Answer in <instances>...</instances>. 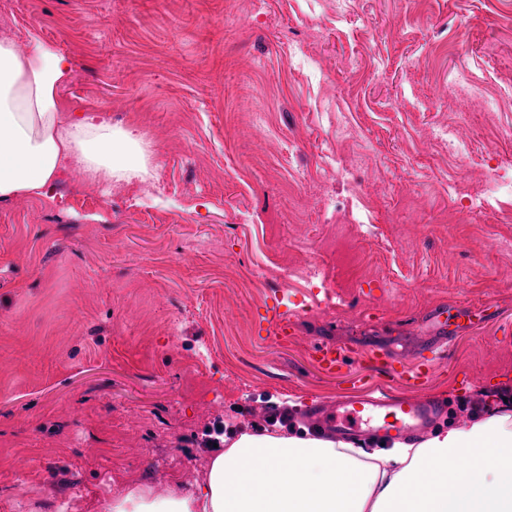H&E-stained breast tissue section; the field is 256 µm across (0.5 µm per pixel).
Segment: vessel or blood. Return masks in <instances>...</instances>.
<instances>
[{"instance_id":"vessel-or-blood-1","label":"vessel or blood","mask_w":512,"mask_h":512,"mask_svg":"<svg viewBox=\"0 0 512 512\" xmlns=\"http://www.w3.org/2000/svg\"><path fill=\"white\" fill-rule=\"evenodd\" d=\"M448 412L433 399L361 394L337 401L335 410L314 407L310 419L323 434L344 439L362 435L411 439L432 427Z\"/></svg>"}]
</instances>
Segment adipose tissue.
I'll return each mask as SVG.
<instances>
[{
  "label": "adipose tissue",
  "mask_w": 512,
  "mask_h": 512,
  "mask_svg": "<svg viewBox=\"0 0 512 512\" xmlns=\"http://www.w3.org/2000/svg\"><path fill=\"white\" fill-rule=\"evenodd\" d=\"M70 73L52 42L35 36L21 52L0 40V203L49 196L75 163L96 181L147 174L133 128L64 111ZM102 512H512V414L452 423L389 449L243 432L194 483L162 494L133 484Z\"/></svg>",
  "instance_id": "1"
}]
</instances>
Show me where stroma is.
Listing matches in <instances>:
<instances>
[{
  "label": "stroma",
  "mask_w": 512,
  "mask_h": 512,
  "mask_svg": "<svg viewBox=\"0 0 512 512\" xmlns=\"http://www.w3.org/2000/svg\"><path fill=\"white\" fill-rule=\"evenodd\" d=\"M31 29L152 170L0 204V512L193 481L271 407L512 387V0H0ZM435 347L418 389L370 357Z\"/></svg>",
  "instance_id": "stroma-1"
}]
</instances>
